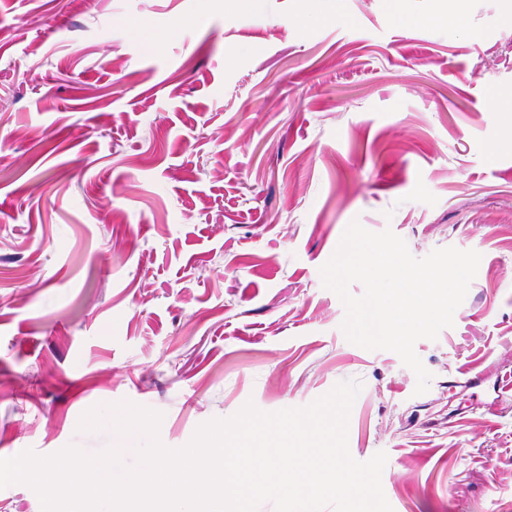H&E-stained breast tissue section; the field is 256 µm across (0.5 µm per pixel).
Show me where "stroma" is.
Instances as JSON below:
<instances>
[{
  "label": "stroma",
  "instance_id": "stroma-1",
  "mask_svg": "<svg viewBox=\"0 0 512 512\" xmlns=\"http://www.w3.org/2000/svg\"><path fill=\"white\" fill-rule=\"evenodd\" d=\"M408 7L0 0V458L97 454L80 419L123 402L176 450L356 379L393 512H512V0ZM355 219L481 256L424 394L322 283Z\"/></svg>",
  "mask_w": 512,
  "mask_h": 512
}]
</instances>
